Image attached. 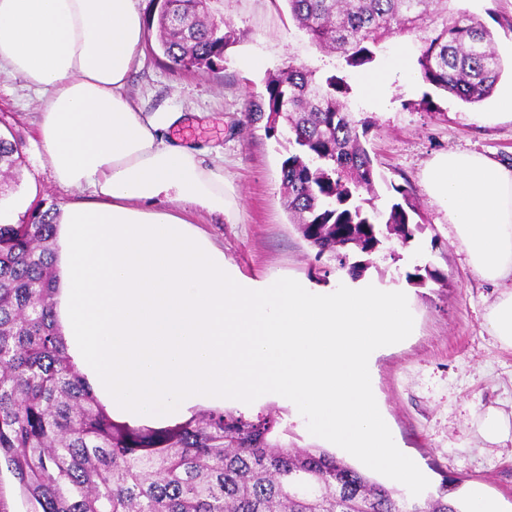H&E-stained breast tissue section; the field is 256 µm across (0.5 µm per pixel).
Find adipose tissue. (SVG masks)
<instances>
[{
	"instance_id": "adipose-tissue-1",
	"label": "adipose tissue",
	"mask_w": 512,
	"mask_h": 512,
	"mask_svg": "<svg viewBox=\"0 0 512 512\" xmlns=\"http://www.w3.org/2000/svg\"><path fill=\"white\" fill-rule=\"evenodd\" d=\"M146 38L138 0H0V71L38 95L40 156L59 186L91 189L56 222V320L111 416L163 423L202 403L274 393L315 434L398 481L408 463L373 389L372 359L413 331L406 294L366 282L248 288L184 211L234 220L224 169L168 140L179 112L144 115L125 92ZM424 185L483 279L512 281V169L447 152Z\"/></svg>"
}]
</instances>
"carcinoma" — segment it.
Instances as JSON below:
<instances>
[{
	"mask_svg": "<svg viewBox=\"0 0 512 512\" xmlns=\"http://www.w3.org/2000/svg\"><path fill=\"white\" fill-rule=\"evenodd\" d=\"M158 49L174 69L214 71L224 61L222 0H152ZM292 19L349 68L373 63L398 34H418L423 84L476 104L503 74L492 32L455 0H287ZM351 87L290 65L246 103L247 125L292 146L281 165L288 211L316 257L363 277L387 235L406 245L423 230L408 193L387 212L371 205V156ZM22 146L0 134V168ZM56 213L0 224V461L18 480L28 512H462L448 482L412 501L320 448H292L278 419L209 409L171 427L114 422L68 353L55 317ZM359 253L364 260L350 261ZM413 284L442 280L433 269Z\"/></svg>",
	"mask_w": 512,
	"mask_h": 512,
	"instance_id": "cac0c4a2",
	"label": "carcinoma"
}]
</instances>
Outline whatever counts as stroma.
I'll use <instances>...</instances> for the list:
<instances>
[{
    "label": "stroma",
    "instance_id": "1",
    "mask_svg": "<svg viewBox=\"0 0 512 512\" xmlns=\"http://www.w3.org/2000/svg\"><path fill=\"white\" fill-rule=\"evenodd\" d=\"M460 7L493 33L503 62L512 61V0H461ZM224 31L230 43L222 69L200 73L171 69L157 49V30L149 28L129 76L127 92L145 114L181 112L179 138L199 149L204 163H224V178L235 189L241 210L235 222L219 214L192 210L198 230L223 250L226 264L255 285L275 279L333 288L349 278L335 262L316 258L288 212L281 189L283 145L263 128L243 122L247 100L264 90L267 74L291 64L325 72L339 65L295 25L285 0H224ZM414 35L391 38L379 51L372 71L383 70L388 84L382 106H371L360 87L364 72L350 73V105L357 116L372 120L363 140L375 171V204L386 210L410 199L423 224L413 243L384 241L365 272V281L406 290L415 318L411 336L384 347L374 362V388L396 438L398 452L419 476L404 487L407 497L425 496L442 480L449 496L466 502L481 491L499 512H512V440L485 443L477 422L488 408L512 410V348L487 331L485 315L501 291L471 268L467 253L443 211L423 184L429 161L443 151H474L512 167V120L497 113L496 98L466 104L424 84H407L395 73L400 51L416 53ZM431 105H424L423 96ZM37 100L22 80L0 74V131L23 143L22 158L11 176L0 179V208L12 222H33L90 192L59 187L41 164L35 133ZM428 264L444 279L416 287L406 281L414 265ZM224 407L253 416L277 414L287 429L285 443L298 448L329 449L314 438L304 419L287 401L260 394L247 402L225 399Z\"/></svg>",
    "mask_w": 512,
    "mask_h": 512
}]
</instances>
